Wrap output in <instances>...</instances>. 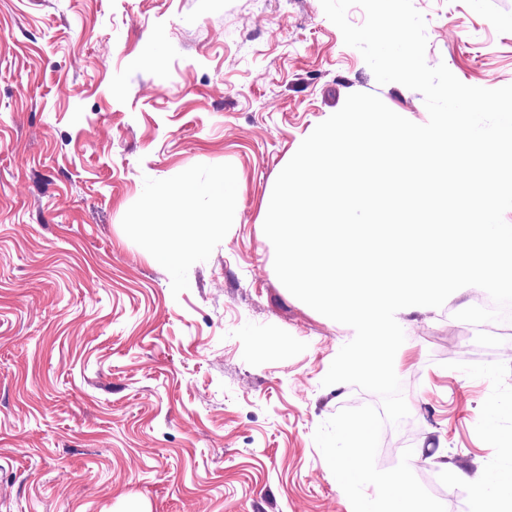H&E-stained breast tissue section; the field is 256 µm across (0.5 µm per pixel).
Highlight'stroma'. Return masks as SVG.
Returning a JSON list of instances; mask_svg holds the SVG:
<instances>
[{
	"label": "stroma",
	"mask_w": 512,
	"mask_h": 512,
	"mask_svg": "<svg viewBox=\"0 0 512 512\" xmlns=\"http://www.w3.org/2000/svg\"><path fill=\"white\" fill-rule=\"evenodd\" d=\"M427 58L512 84V0H413ZM428 120L377 84L321 0H0V512H353L317 427L363 406L323 385L351 327L279 281L263 231L274 183L348 95ZM226 174L222 232L182 264L130 224L149 191ZM484 290L402 312L409 427H383L446 512L454 479L512 445V344L457 320Z\"/></svg>",
	"instance_id": "1"
}]
</instances>
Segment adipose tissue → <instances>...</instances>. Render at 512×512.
I'll return each mask as SVG.
<instances>
[{
    "mask_svg": "<svg viewBox=\"0 0 512 512\" xmlns=\"http://www.w3.org/2000/svg\"><path fill=\"white\" fill-rule=\"evenodd\" d=\"M238 186L234 180L222 176L204 184L193 183L186 187L161 184L152 191L153 197L166 201L171 222L164 224L138 223L132 225L134 233L146 236L153 247L168 263L176 265L194 246L196 240L224 222V208L228 199L235 196ZM205 198L209 207L196 212L195 201ZM500 475L494 480H476L472 488L479 499L481 512H505L506 500H512V450L504 449L500 455Z\"/></svg>",
    "mask_w": 512,
    "mask_h": 512,
    "instance_id": "adipose-tissue-1",
    "label": "adipose tissue"
}]
</instances>
